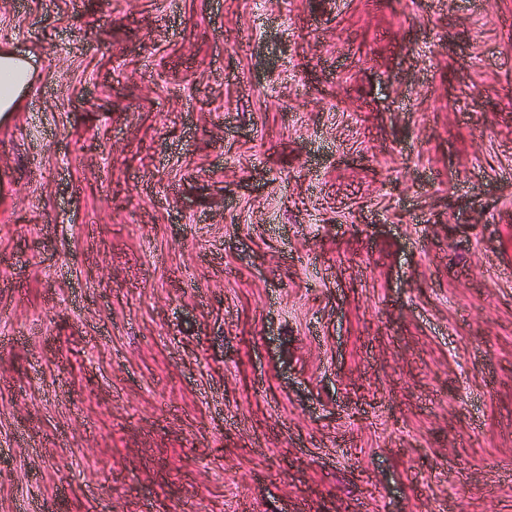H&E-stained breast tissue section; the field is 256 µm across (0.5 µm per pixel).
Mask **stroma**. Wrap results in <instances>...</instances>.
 I'll use <instances>...</instances> for the list:
<instances>
[{"label": "stroma", "instance_id": "stroma-1", "mask_svg": "<svg viewBox=\"0 0 512 512\" xmlns=\"http://www.w3.org/2000/svg\"><path fill=\"white\" fill-rule=\"evenodd\" d=\"M0 512H512V0H0ZM32 68L29 60L9 50L0 51V116L14 112L22 92L30 85Z\"/></svg>", "mask_w": 512, "mask_h": 512}]
</instances>
